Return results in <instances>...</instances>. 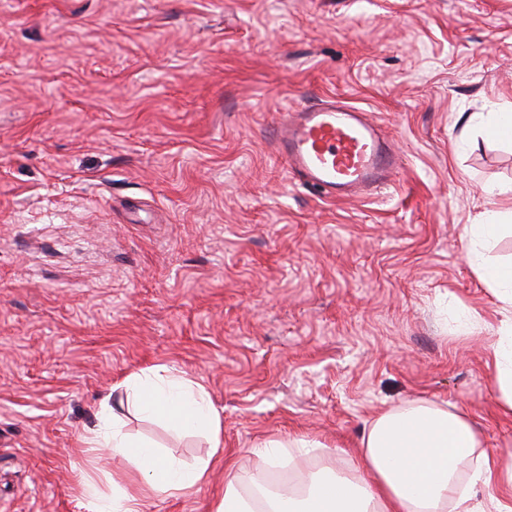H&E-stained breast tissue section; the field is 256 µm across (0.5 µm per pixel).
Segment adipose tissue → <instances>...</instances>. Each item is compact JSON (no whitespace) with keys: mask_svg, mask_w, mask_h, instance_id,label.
Returning a JSON list of instances; mask_svg holds the SVG:
<instances>
[{"mask_svg":"<svg viewBox=\"0 0 512 512\" xmlns=\"http://www.w3.org/2000/svg\"><path fill=\"white\" fill-rule=\"evenodd\" d=\"M503 219L502 213L490 210L483 223L466 226L465 259L504 305L492 366L496 403L512 414V264H493L485 255L486 247L504 231ZM119 387L123 392L119 404L102 402L97 425L84 436L83 444L121 457L130 466L132 479L109 497L89 488L87 512H141L146 494L177 497L206 484L210 460L187 466L149 443L133 440L121 415L126 409L176 430L203 429L216 444L221 419L205 388L185 372L165 365L130 374ZM478 446V434L466 418L433 402H413L370 423L358 452L362 477L314 473L299 496L287 489H269L262 481L264 472L279 457L309 448L305 440H271L255 448L254 473L227 472L224 496L213 512H479L473 503L477 485L508 494V501H495L494 508L512 512V463L482 455L471 484L458 483L459 464Z\"/></svg>","mask_w":512,"mask_h":512,"instance_id":"ef3b65f1","label":"adipose tissue"}]
</instances>
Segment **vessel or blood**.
<instances>
[{
  "label": "vessel or blood",
  "instance_id": "obj_1",
  "mask_svg": "<svg viewBox=\"0 0 512 512\" xmlns=\"http://www.w3.org/2000/svg\"><path fill=\"white\" fill-rule=\"evenodd\" d=\"M278 137L289 173L331 200L373 193L400 164L378 125L339 101L281 113Z\"/></svg>",
  "mask_w": 512,
  "mask_h": 512
}]
</instances>
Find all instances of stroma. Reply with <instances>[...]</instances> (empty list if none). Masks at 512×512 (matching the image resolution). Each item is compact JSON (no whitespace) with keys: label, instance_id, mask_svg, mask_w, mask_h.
I'll list each match as a JSON object with an SVG mask.
<instances>
[{"label":"stroma","instance_id":"obj_1","mask_svg":"<svg viewBox=\"0 0 512 512\" xmlns=\"http://www.w3.org/2000/svg\"><path fill=\"white\" fill-rule=\"evenodd\" d=\"M329 98L400 151L388 188L324 200L277 154L278 113ZM512 0H0V512H86L126 484L81 442L102 396L167 365L222 440L128 416L207 485L144 512H210L224 463L306 439L288 469L355 477L381 411L426 400L512 457L491 368L501 305L465 227L512 209ZM476 317L469 332L456 313ZM489 114L486 124V133L493 137H510L512 135V110H499L487 112Z\"/></svg>","mask_w":512,"mask_h":512}]
</instances>
